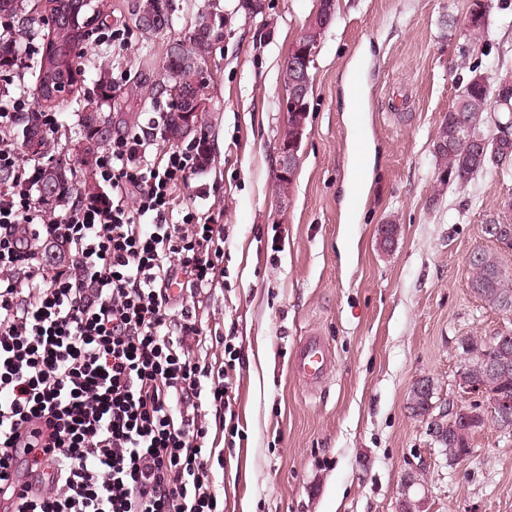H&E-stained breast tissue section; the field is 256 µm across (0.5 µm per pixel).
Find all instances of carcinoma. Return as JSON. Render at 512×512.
Segmentation results:
<instances>
[{"label":"carcinoma","instance_id":"carcinoma-1","mask_svg":"<svg viewBox=\"0 0 512 512\" xmlns=\"http://www.w3.org/2000/svg\"><path fill=\"white\" fill-rule=\"evenodd\" d=\"M72 0H49V13L45 24L48 40L38 58L37 98L42 106L50 108L64 95L77 91L76 72L73 68L79 57L82 44L88 37L85 21L82 27L72 28L67 16ZM488 0H472L470 12L477 17L478 24L468 28L470 39L478 41L485 30V14ZM170 0H136L133 19L136 27L145 34H159L170 29ZM17 18L19 30L28 31L31 18L26 16L24 0H0V13ZM16 41L0 40V71L14 67L21 54ZM193 53V47L186 40L175 39L167 49L161 69L163 81L153 79L145 88L148 96L156 99L166 97V109L159 113V122L171 125L173 113L188 109L187 97L199 90V71L185 65L186 56ZM478 68L470 70V76L458 95L456 102L446 112L433 143L437 162V192L442 193L450 185L465 186L475 176L492 169L501 170L512 163V73L504 72L494 82L476 79ZM114 98L112 79L108 75L99 77L95 96L83 99L78 114L80 139L88 144V150L98 153L112 140V127L105 126L104 108L112 107ZM494 114L493 134L498 136V151L482 153L476 140L486 138L488 114ZM19 126L28 130L29 136L38 140L40 156L52 153L49 135L42 129L39 113H23L18 118ZM36 190L44 200L61 205L74 199L84 200L74 184V172L58 163H50L41 169ZM512 230V202L504 205L503 215L491 216L484 224V233L495 238L503 226ZM472 292L487 306L500 310L512 301V271L505 268L495 252L476 251L470 258ZM463 353L472 362L473 373L486 375L485 366L480 364L486 357L508 358L512 363V351L507 354H493L488 351L486 341L468 338L463 342Z\"/></svg>","mask_w":512,"mask_h":512}]
</instances>
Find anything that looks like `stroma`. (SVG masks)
<instances>
[{
  "label": "stroma",
  "mask_w": 512,
  "mask_h": 512,
  "mask_svg": "<svg viewBox=\"0 0 512 512\" xmlns=\"http://www.w3.org/2000/svg\"><path fill=\"white\" fill-rule=\"evenodd\" d=\"M107 28L128 47L88 38L79 64L85 94L108 64L121 90L113 122L127 135L149 130L160 107L132 93L155 74L169 43L188 36L198 15L222 20L207 61L209 108L198 134L209 160L176 197L177 208L221 212L224 257L209 288L184 293L207 336V360L224 359L232 339L229 405L203 403L213 489L224 512H400L402 483L427 512H512V433L486 422L472 452L449 463L409 393L434 383L437 407L481 403L457 384L460 341L512 330V316L470 288L469 258L496 249L486 219L512 202V171L482 174L434 196L433 141L470 67L489 79L512 69V0H490L484 37L471 45L470 0H336L314 65L310 112L292 188L278 192L281 71L319 0H173L166 33L133 22L134 0H95ZM363 82L347 106L351 74ZM78 96L56 104V156L80 171ZM361 114L369 161L358 167L351 116ZM360 205L347 213L350 187ZM399 234L383 248L378 228ZM497 250V249H496ZM323 337L330 378L308 390L291 362L298 343Z\"/></svg>",
  "instance_id": "35a3bbf8"
}]
</instances>
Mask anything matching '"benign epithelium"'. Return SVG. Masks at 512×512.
Returning <instances> with one entry per match:
<instances>
[{
  "label": "benign epithelium",
  "mask_w": 512,
  "mask_h": 512,
  "mask_svg": "<svg viewBox=\"0 0 512 512\" xmlns=\"http://www.w3.org/2000/svg\"><path fill=\"white\" fill-rule=\"evenodd\" d=\"M335 0H323L320 12L310 21L304 33L292 44L285 64L293 72L295 81L292 85L284 88L280 99V106L283 112L294 116L299 112L298 105L302 100V88L308 80L307 66L309 63L310 49L320 43L324 29L331 20ZM207 111V101L203 94L196 95L189 111L176 113L177 126L174 131L162 132L165 139L172 141L179 135H187L195 131L198 116ZM303 129H294L293 139H288V129H283L278 144L279 170L278 180L286 181L289 172L293 170L297 153L296 146L301 139ZM458 385L470 392L483 393L489 398V409L491 417L497 427L502 431L512 429V397L503 392H496L489 388L484 382H477L469 375V367L462 365L458 372ZM433 385L427 378L417 380L411 390L409 405L418 416L429 421L430 431L436 442H441L448 433H459L465 425L472 424L475 420H486L485 413L476 410L443 408L434 412L435 405L432 403ZM417 484V479L408 477L404 483L403 496L401 499V512H425V499H413L409 496L410 489Z\"/></svg>",
  "instance_id": "benign-epithelium-1"
}]
</instances>
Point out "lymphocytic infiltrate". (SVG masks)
I'll use <instances>...</instances> for the list:
<instances>
[{
    "label": "lymphocytic infiltrate",
    "instance_id": "1",
    "mask_svg": "<svg viewBox=\"0 0 512 512\" xmlns=\"http://www.w3.org/2000/svg\"><path fill=\"white\" fill-rule=\"evenodd\" d=\"M31 109L23 91L0 105V512H220L198 410L228 371L197 360V316L171 318L168 293L212 287L224 256L218 215L173 217L200 150L115 138L110 203L49 224L8 138Z\"/></svg>",
    "mask_w": 512,
    "mask_h": 512
}]
</instances>
